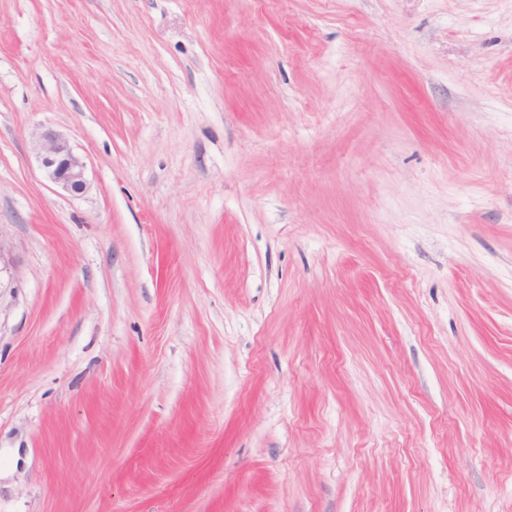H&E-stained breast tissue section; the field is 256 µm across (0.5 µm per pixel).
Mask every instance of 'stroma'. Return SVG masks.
<instances>
[{
    "mask_svg": "<svg viewBox=\"0 0 512 512\" xmlns=\"http://www.w3.org/2000/svg\"><path fill=\"white\" fill-rule=\"evenodd\" d=\"M0 512H512V0H0ZM34 149L50 182L75 194L86 189L85 164L62 134L50 126H41L34 136Z\"/></svg>",
    "mask_w": 512,
    "mask_h": 512,
    "instance_id": "stroma-1",
    "label": "stroma"
}]
</instances>
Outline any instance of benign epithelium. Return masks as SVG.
<instances>
[{
	"instance_id": "obj_1",
	"label": "benign epithelium",
	"mask_w": 512,
	"mask_h": 512,
	"mask_svg": "<svg viewBox=\"0 0 512 512\" xmlns=\"http://www.w3.org/2000/svg\"><path fill=\"white\" fill-rule=\"evenodd\" d=\"M34 149L50 182L75 194L86 189L85 164L62 134L50 126H41L34 136Z\"/></svg>"
}]
</instances>
